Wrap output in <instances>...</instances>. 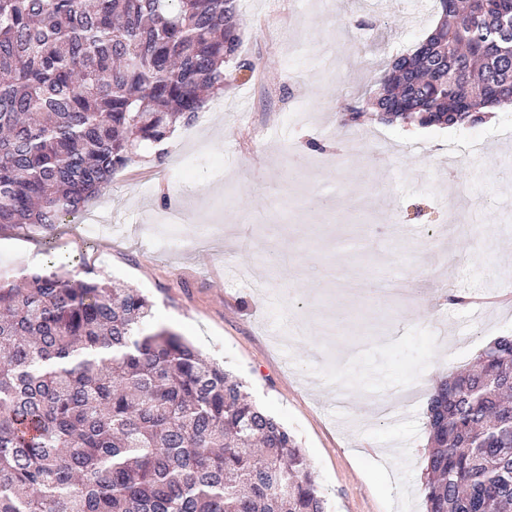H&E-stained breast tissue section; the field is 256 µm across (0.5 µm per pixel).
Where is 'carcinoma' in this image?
Instances as JSON below:
<instances>
[{
    "label": "carcinoma",
    "mask_w": 512,
    "mask_h": 512,
    "mask_svg": "<svg viewBox=\"0 0 512 512\" xmlns=\"http://www.w3.org/2000/svg\"><path fill=\"white\" fill-rule=\"evenodd\" d=\"M366 102L473 125L512 103V0H438ZM238 0H0V228L67 224L224 88ZM82 265L0 279V512H326L297 438L238 377ZM426 512H512V336L430 390Z\"/></svg>",
    "instance_id": "cac0c4a2"
}]
</instances>
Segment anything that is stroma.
I'll return each mask as SVG.
<instances>
[{"instance_id": "35a3bbf8", "label": "stroma", "mask_w": 512, "mask_h": 512, "mask_svg": "<svg viewBox=\"0 0 512 512\" xmlns=\"http://www.w3.org/2000/svg\"><path fill=\"white\" fill-rule=\"evenodd\" d=\"M239 17L218 104L87 205L120 232L0 229V275L80 260L139 289L296 436L328 512H425L427 394L512 336V133L365 111L435 26L436 0H239ZM395 268L411 296L342 288Z\"/></svg>"}]
</instances>
